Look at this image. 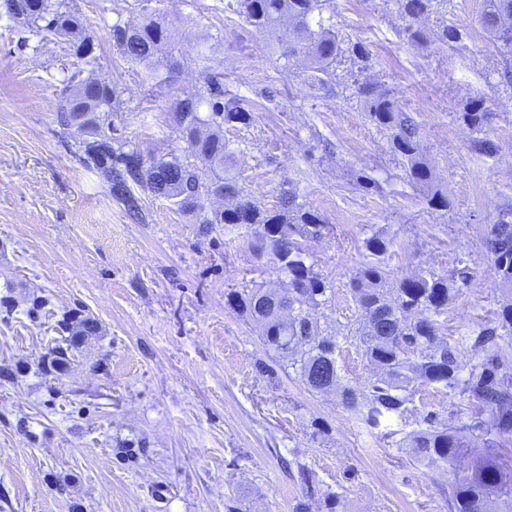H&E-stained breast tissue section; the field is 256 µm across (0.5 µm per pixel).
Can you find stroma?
Here are the masks:
<instances>
[{
  "label": "stroma",
  "mask_w": 512,
  "mask_h": 512,
  "mask_svg": "<svg viewBox=\"0 0 512 512\" xmlns=\"http://www.w3.org/2000/svg\"><path fill=\"white\" fill-rule=\"evenodd\" d=\"M67 3L86 20L97 77L119 92V136L145 156L181 153L169 105L202 91L203 67L223 73L225 98L253 111L250 126L224 135L260 208H278L293 188L326 224L303 246L334 288L317 318L336 341L344 385L365 391L375 374L349 290L371 236L388 245L391 278L431 273L453 284L437 319L442 340L494 324L512 295L484 239L512 206V86L477 22L483 0H448L459 37L441 48L409 42L397 0H332L337 33L363 44L369 62L362 72L338 65L328 84L305 63L285 66L228 0ZM146 15L172 35V84L145 82V67L112 40L113 22ZM20 36L0 17V512H327L330 492L341 512H454L448 485L476 460L512 474L510 438H472L447 469L403 447L425 415L471 423L478 406L459 391L416 387L405 421L370 430L339 396L310 392L276 366L226 295L284 288L287 276L253 255L243 229L203 233L151 193L132 219L57 123L76 61L69 44L23 48ZM361 77L384 83L418 124L448 209L427 206L388 133L364 116ZM475 99L493 114L492 157L472 151L476 134L460 119ZM87 317L96 329L83 336Z\"/></svg>",
  "instance_id": "stroma-1"
}]
</instances>
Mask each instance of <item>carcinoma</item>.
<instances>
[{
	"instance_id": "1",
	"label": "carcinoma",
	"mask_w": 512,
	"mask_h": 512,
	"mask_svg": "<svg viewBox=\"0 0 512 512\" xmlns=\"http://www.w3.org/2000/svg\"><path fill=\"white\" fill-rule=\"evenodd\" d=\"M37 13L22 10L18 0H3L6 15L20 26L22 44L49 36L67 40L84 26L80 15L67 7L65 0H43ZM233 11L281 49L286 62L304 61L321 75L319 81L335 75L336 64L349 55L363 63L367 54L361 44L344 45L334 30L331 18L323 13L330 0H235ZM408 19L407 37L411 44L424 47L446 46L457 39L455 30L441 24L436 37L420 26V20L434 13L444 0H399ZM480 26L495 50L504 58L503 76L512 77V0H484ZM115 47L131 63H156L170 37L166 29L145 17L137 24L117 21L112 24ZM77 58L76 70L66 78L56 105L58 124L72 123L86 128L80 142L79 160L95 170L108 184L113 198L129 212L139 210L133 189L138 187L155 196L173 200L178 210L209 230L215 224L248 228V247L254 255L267 257L288 275V292L262 285L232 290L227 303L256 322L265 345L282 365L292 369L300 381L316 393H341L343 405L357 420L377 428L390 417L401 418L411 403L409 388L434 385L439 389H460L478 403L488 417L459 427L432 426L409 432L403 443L417 460L428 466H453L464 454V432L478 431L512 437V376L499 356V341L512 336V302L504 305L494 325L475 337L463 336L451 345L437 335L436 317L448 307L452 288L448 279L417 274L389 281L381 261L387 243L372 237L365 249L375 260L362 265L350 282V291L364 320L371 323L363 336V356L377 371L369 390L361 394L342 385L341 368L336 358V342L322 335L316 310L326 304L332 284L314 271L309 255L299 239H318L325 224L318 212L298 202L299 194L288 190L277 210L259 208L239 183L238 152L224 138V128L248 126L252 110L236 99L224 100V82L209 69L203 70L205 93L175 98L170 109L185 157L151 158L146 167L137 162L140 149L128 140L113 137L119 107L117 91L108 92L87 86L72 89V80L96 72L99 55L83 38L71 44ZM357 94L366 119L389 131L391 148L406 162V175L421 186H431L433 170L422 153L420 133L413 118L403 110L390 91L368 79L357 84ZM462 120L472 131L483 132L492 113L484 102L474 100ZM217 185L224 190V212L209 217L190 205L189 199L202 197ZM485 245L503 287L512 291V208L501 212L489 228ZM288 299L289 312L280 311ZM490 351L470 365L458 361V346L468 342ZM505 481L497 465L489 460L476 463L472 472L455 480L448 495L456 512H492L490 496L505 494Z\"/></svg>"
}]
</instances>
